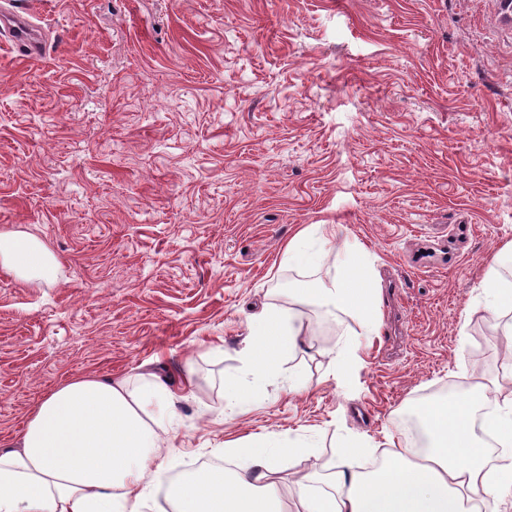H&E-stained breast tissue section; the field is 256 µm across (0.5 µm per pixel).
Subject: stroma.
<instances>
[{
	"mask_svg": "<svg viewBox=\"0 0 512 512\" xmlns=\"http://www.w3.org/2000/svg\"><path fill=\"white\" fill-rule=\"evenodd\" d=\"M46 51L0 43V233H35L48 280L0 268V443L72 377L152 372L175 400L162 485L271 433L329 459L382 454L398 407L470 389L503 365L480 284L512 266V27L495 0H12ZM334 225L322 258L284 248ZM362 251L377 335L317 307L329 338L244 407L251 318L288 311ZM354 344L350 366L337 348ZM310 234V227H306L288 242L284 252V259L288 262L307 265L315 262L318 259V254L312 252L306 242Z\"/></svg>",
	"mask_w": 512,
	"mask_h": 512,
	"instance_id": "35a3bbf8",
	"label": "stroma"
}]
</instances>
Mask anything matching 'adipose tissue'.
I'll use <instances>...</instances> for the list:
<instances>
[{"mask_svg": "<svg viewBox=\"0 0 512 512\" xmlns=\"http://www.w3.org/2000/svg\"><path fill=\"white\" fill-rule=\"evenodd\" d=\"M58 261L28 231L0 233V267L23 280L51 278ZM289 300L325 304L353 314L367 334L379 327L381 298L361 251L351 252L326 288H292ZM300 316L266 307L238 355L244 375L228 382L230 401L279 375L284 357L303 352ZM166 381L71 378L38 403L21 434L0 448V512H139L160 485L161 447L173 420ZM426 438L385 449L382 465L361 471L368 452L342 439L329 464L328 487L314 491L318 472L298 480L297 512H495L512 498V391L478 382L465 399L438 398L418 409ZM503 451L491 455L489 439ZM296 444L278 435L230 448L235 471L211 467L171 484L174 512H287L274 477V456L295 457Z\"/></svg>", "mask_w": 512, "mask_h": 512, "instance_id": "adipose-tissue-1", "label": "adipose tissue"}]
</instances>
